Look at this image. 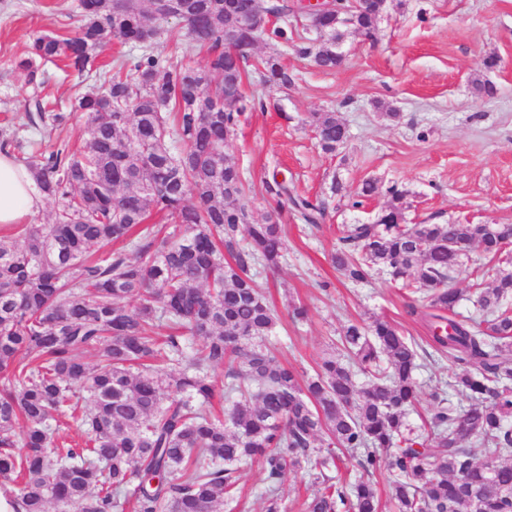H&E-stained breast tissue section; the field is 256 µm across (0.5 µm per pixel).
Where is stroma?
Returning <instances> with one entry per match:
<instances>
[{
	"label": "stroma",
	"mask_w": 512,
	"mask_h": 512,
	"mask_svg": "<svg viewBox=\"0 0 512 512\" xmlns=\"http://www.w3.org/2000/svg\"><path fill=\"white\" fill-rule=\"evenodd\" d=\"M77 3L0 0V130L26 123L31 89L13 73L14 61L34 32L71 33ZM339 50L341 66L320 71L282 49L293 85L276 90L252 81L248 93L267 107L247 113L224 151L249 181L254 219L267 211L262 182L276 170L297 194L327 203L321 223L283 222L286 251L278 270L253 271L280 318V360L311 371L328 339L349 323L388 320L418 344L421 389L408 415L417 426L433 405L436 380H451L458 366L436 356L423 319L409 315L414 294L383 271L350 281L331 255L343 225L374 217L393 185L406 194L411 224H512V0H387L373 37L346 29ZM491 56L499 60L492 69L485 65ZM39 73L66 118L35 134L38 148L80 146L85 118L70 111V101L97 91L98 82L64 76L51 62L40 64ZM483 83L495 87L494 96L481 94ZM313 112L335 113L346 126L347 142L336 156L321 151L307 121ZM368 179L378 191L359 209L331 190L337 182L354 191ZM292 302L307 306L305 321L289 318Z\"/></svg>",
	"instance_id": "35a3bbf8"
}]
</instances>
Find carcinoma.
Here are the masks:
<instances>
[{"mask_svg":"<svg viewBox=\"0 0 512 512\" xmlns=\"http://www.w3.org/2000/svg\"><path fill=\"white\" fill-rule=\"evenodd\" d=\"M383 2L336 0L318 21V47L273 27L239 32L231 51L224 0H78L72 33L30 38L13 65L33 89L28 126L64 120L41 94L37 59L103 90L71 102L85 116L80 148L22 158L51 218L27 225L21 245L0 235V486L13 512H224L254 463L265 473L263 512H283L281 480L298 471L321 485L304 512H380L369 481L380 470L396 512H512V273H503L512 224L409 226L405 193L392 186L376 221L349 225L332 257L353 281L384 269L422 294L430 346L462 367L452 387L468 405L436 380L421 432L407 419L418 396L414 340L379 318L351 323L342 352L302 375L271 351L278 317L251 276L281 262L284 201L306 224L326 208L274 173L263 181L268 210L252 220L247 179L224 144L246 111L266 108L246 95L249 76L286 88L293 75L278 54L248 50L267 38L333 70L341 28L372 36ZM183 3L191 28L181 51L203 53L200 67L154 51L160 23ZM233 4L241 15L294 13L286 0ZM110 40L138 41L139 53L103 71ZM311 123L324 152L344 144L334 113L314 112ZM154 212L171 232L149 223ZM119 240L132 254L91 252ZM476 248L485 262L472 288L487 317L455 321L460 295L448 280ZM89 350L97 363L84 360ZM218 368L222 416L212 406ZM62 418L84 430L83 444L59 440ZM345 456L360 474L340 484Z\"/></svg>","mask_w":512,"mask_h":512,"instance_id":"obj_1","label":"carcinoma"}]
</instances>
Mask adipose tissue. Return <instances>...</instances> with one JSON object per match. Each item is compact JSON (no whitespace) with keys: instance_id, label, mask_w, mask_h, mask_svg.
I'll return each mask as SVG.
<instances>
[{"instance_id":"1","label":"adipose tissue","mask_w":512,"mask_h":512,"mask_svg":"<svg viewBox=\"0 0 512 512\" xmlns=\"http://www.w3.org/2000/svg\"><path fill=\"white\" fill-rule=\"evenodd\" d=\"M45 197L31 172L12 156L0 153V226H14L39 211Z\"/></svg>"}]
</instances>
